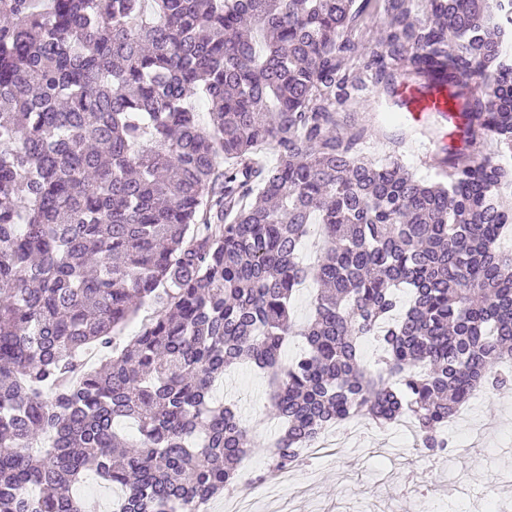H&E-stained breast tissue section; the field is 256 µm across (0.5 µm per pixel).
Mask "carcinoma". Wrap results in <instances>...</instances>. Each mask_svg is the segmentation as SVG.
Returning <instances> with one entry per match:
<instances>
[{
	"label": "carcinoma",
	"instance_id": "carcinoma-1",
	"mask_svg": "<svg viewBox=\"0 0 512 512\" xmlns=\"http://www.w3.org/2000/svg\"><path fill=\"white\" fill-rule=\"evenodd\" d=\"M370 2L0 0V512H97L71 495L88 471L124 490L113 512H197L251 451L212 397L242 362L269 377L276 471L351 419L408 416L437 456L475 392L512 386V167L445 152L423 183L362 154L336 109ZM511 29L512 0H389L367 67L389 95L448 89L468 137L512 153Z\"/></svg>",
	"mask_w": 512,
	"mask_h": 512
}]
</instances>
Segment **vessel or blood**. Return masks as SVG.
<instances>
[{"label":"vessel or blood","mask_w":512,"mask_h":512,"mask_svg":"<svg viewBox=\"0 0 512 512\" xmlns=\"http://www.w3.org/2000/svg\"><path fill=\"white\" fill-rule=\"evenodd\" d=\"M393 103L398 111L403 112L409 129H419L429 118L436 117L447 122L450 128L449 142L460 143L461 114L458 107L449 100L447 92L429 91L411 83L401 82L395 88Z\"/></svg>","instance_id":"vessel-or-blood-1"}]
</instances>
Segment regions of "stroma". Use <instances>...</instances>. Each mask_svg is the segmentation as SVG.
<instances>
[{"label": "stroma", "instance_id": "obj_1", "mask_svg": "<svg viewBox=\"0 0 512 512\" xmlns=\"http://www.w3.org/2000/svg\"><path fill=\"white\" fill-rule=\"evenodd\" d=\"M386 19L384 0H371L358 20L361 50L352 63L360 68L364 85L349 122L365 134L364 155L379 162L398 158L417 179L430 181L436 169L423 160L422 147L440 140L444 127L434 121L401 140L399 129L384 122L387 97L364 67L378 48ZM215 395L237 404L253 427L254 450L240 464L251 478L239 481L233 495L256 501L259 512H288L292 507L297 512L311 507L317 512H512V506L500 508L499 498L487 492L498 474L497 458L512 449V388L478 396L461 417L449 422L448 466L419 457L414 438L400 436L395 428H372L292 469L290 481L281 484L273 499L259 482L268 468L267 447L280 427L266 379L252 366H238L226 372Z\"/></svg>", "mask_w": 512, "mask_h": 512}]
</instances>
